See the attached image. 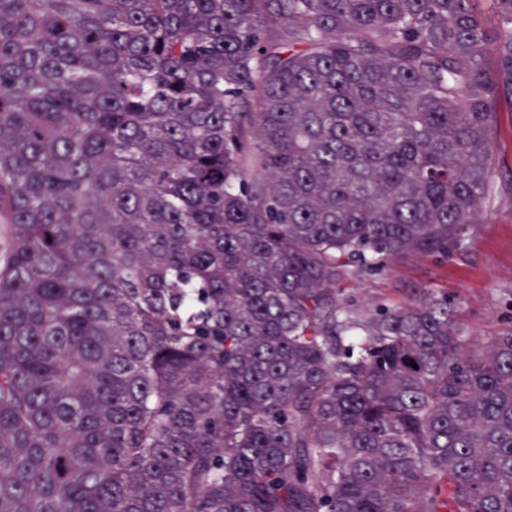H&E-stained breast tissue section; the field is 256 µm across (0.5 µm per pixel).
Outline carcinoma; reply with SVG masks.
<instances>
[{
    "instance_id": "1",
    "label": "carcinoma",
    "mask_w": 512,
    "mask_h": 512,
    "mask_svg": "<svg viewBox=\"0 0 512 512\" xmlns=\"http://www.w3.org/2000/svg\"><path fill=\"white\" fill-rule=\"evenodd\" d=\"M472 2L0 0V512H512V328L348 293L478 223Z\"/></svg>"
}]
</instances>
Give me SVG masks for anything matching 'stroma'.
I'll use <instances>...</instances> for the list:
<instances>
[{
    "instance_id": "1",
    "label": "stroma",
    "mask_w": 512,
    "mask_h": 512,
    "mask_svg": "<svg viewBox=\"0 0 512 512\" xmlns=\"http://www.w3.org/2000/svg\"><path fill=\"white\" fill-rule=\"evenodd\" d=\"M495 155L492 185L469 238L448 254L401 260L364 278L350 290L357 308L400 305L431 288L447 295L477 340L512 326V97L499 104Z\"/></svg>"
}]
</instances>
